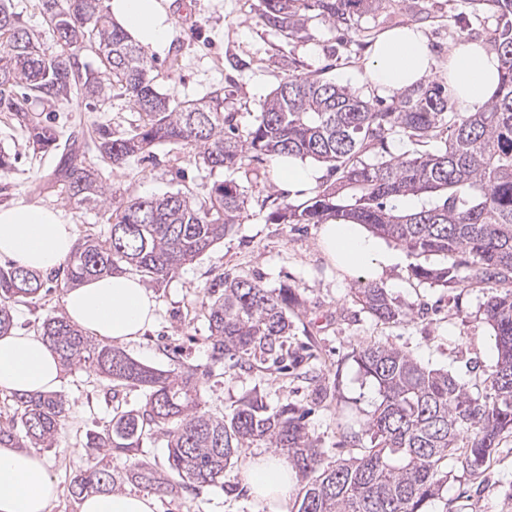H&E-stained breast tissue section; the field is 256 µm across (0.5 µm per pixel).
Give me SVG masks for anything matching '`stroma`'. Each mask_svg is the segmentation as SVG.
Returning <instances> with one entry per match:
<instances>
[{
  "instance_id": "stroma-1",
  "label": "stroma",
  "mask_w": 512,
  "mask_h": 512,
  "mask_svg": "<svg viewBox=\"0 0 512 512\" xmlns=\"http://www.w3.org/2000/svg\"><path fill=\"white\" fill-rule=\"evenodd\" d=\"M404 3L400 9L393 0H385L376 16L362 20L365 36L345 43L336 28L317 17L309 19L304 38L292 39L270 29L259 17V0H167L169 45L149 54L155 84L178 103L223 90L224 109L234 113L242 130L252 125L269 94L291 75L314 74L374 101L378 95L364 79V65L380 33L399 26L420 30L440 78L447 69L449 48L462 31L478 26L466 0ZM27 109L49 124L78 132L80 148L92 160L97 157L99 128L118 134L135 117L128 99L112 91L99 98L75 94L63 103L32 101ZM0 149L15 158L11 170L0 172V206L33 203L59 209L79 238L106 236L112 213L130 199L182 191L201 204L208 201L212 186L224 179L223 171L204 170L192 150L161 143L148 157L119 165L102 163L112 199L105 207L86 209L52 185L54 154L34 152L8 112H0ZM274 167V159L264 156L239 172L248 201L238 224L220 243L154 289L156 322L138 340L123 343L125 353L145 366L173 373L186 366L204 371L200 401L215 412L227 410L255 389L270 407L291 403L308 408V430L329 463L353 453L351 445L341 441V417L350 412L366 422L380 402L375 382L363 375L354 359L360 346L392 345L427 368L468 382L472 393L483 392L497 351L482 294L472 288L418 283L410 274L416 259L406 253L381 281L405 318L384 323L363 312L354 293L370 282V275L349 274L335 266L319 244L318 225L269 222L272 205L266 196L284 190ZM223 273L256 275L271 289L291 285L303 302L294 318L291 350L312 352L303 369L261 373L228 359L223 368L210 370L203 302L208 285ZM48 284L51 291L43 299L14 306L16 330L35 332L46 316L64 315L62 280L52 278ZM307 368L316 369L322 383L335 391L333 401L315 399L313 385L303 374ZM58 390L68 401L66 417L55 447L41 455L58 490L51 512H77L68 488L71 476L95 458L88 433L105 427L115 403L138 406L145 392L129 387L112 396L101 374L85 366L63 372ZM240 465V460H233L217 484L193 490L179 486L172 494L157 497V512H268L242 487ZM428 512H512V436L503 438L483 474L472 475L462 464H454Z\"/></svg>"
}]
</instances>
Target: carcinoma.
I'll return each instance as SVG.
<instances>
[{
    "instance_id": "cac0c4a2",
    "label": "carcinoma",
    "mask_w": 512,
    "mask_h": 512,
    "mask_svg": "<svg viewBox=\"0 0 512 512\" xmlns=\"http://www.w3.org/2000/svg\"><path fill=\"white\" fill-rule=\"evenodd\" d=\"M60 46L48 54L20 25L11 0H0V108L15 113L33 149L59 156L52 184L76 205L96 208L108 200L102 171L86 159L78 139L45 125L15 102L66 101L75 92L99 95L111 82L139 115V123L114 135L98 133L96 150L114 164L144 154L158 143L196 151L203 165L227 173L206 204L176 192L136 198L118 207L110 234H89L67 258L65 285L74 286L128 268L160 287L238 223L246 204L235 174L250 156H298L327 163L337 178L294 205L276 200L273 224H363L415 257L441 256L447 263L415 264L411 276L441 288H478L486 294L484 315L492 327L497 362L484 380L486 393L473 395L466 383L428 369L411 355L385 344L359 350L357 362L378 386L381 402L358 432L347 420L342 437L370 445L349 458L324 464V451L308 432L305 413L286 404L269 409L257 392L222 413L200 402V376L150 368L119 347L99 346L70 320L50 316L41 335L63 368L89 365L112 387L145 389L137 408L113 409L109 425L90 435L98 459L74 475L70 495L78 500L110 493L131 483L170 494L174 483L192 488L218 483L244 449L263 444L288 456L304 480L294 512H426L438 495L442 473L457 461L473 474L484 472L494 448L512 434V0H468L476 12L496 19L488 41L500 61L499 84L480 112L457 113L444 79L406 91L380 106L317 75L290 76L265 100L253 124L241 130L224 112V97L172 106L158 92L144 48L108 20L102 0H43ZM383 0H259L263 24L289 37L307 33L309 13L346 31H359ZM95 49L102 76L80 70L78 52ZM392 133L415 146L411 153L385 156L376 145ZM43 276L15 264L0 267V334L14 328L11 304L42 298ZM355 296L384 322L405 316L384 288L367 283ZM301 305L287 284L265 287L247 274L212 280L204 303L211 366L236 359L253 368L271 363L299 366L288 357L293 328L288 313ZM14 414L0 424V445L50 449L64 420L66 400L58 393L11 395ZM166 438L167 470L138 458L144 438ZM118 452L129 464L118 471L108 458Z\"/></svg>"
}]
</instances>
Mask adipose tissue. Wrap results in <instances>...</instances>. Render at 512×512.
Instances as JSON below:
<instances>
[{
  "mask_svg": "<svg viewBox=\"0 0 512 512\" xmlns=\"http://www.w3.org/2000/svg\"><path fill=\"white\" fill-rule=\"evenodd\" d=\"M111 19L135 43L162 50L170 30L163 0H106ZM435 61L421 32L404 27L383 31L375 40L364 77L378 94L396 96L424 82ZM448 82L463 112L477 111L499 82L496 53L477 42L448 50ZM320 245L343 271L367 270L381 278L399 263L361 224L329 223L320 228ZM74 227L54 209L36 204L0 207V257L36 272L58 268L70 255ZM68 319L83 332L105 342H127L142 336L155 319L153 294L140 278L115 272L84 281L64 292ZM62 367L42 336L8 331L0 335V391L34 393L54 390ZM240 476L253 498L270 512H288L293 469L284 455L247 459ZM56 487L43 458L33 451L0 446V512H50ZM78 512H157L152 496L129 491L83 499Z\"/></svg>",
  "mask_w": 512,
  "mask_h": 512,
  "instance_id": "obj_1",
  "label": "adipose tissue"
}]
</instances>
